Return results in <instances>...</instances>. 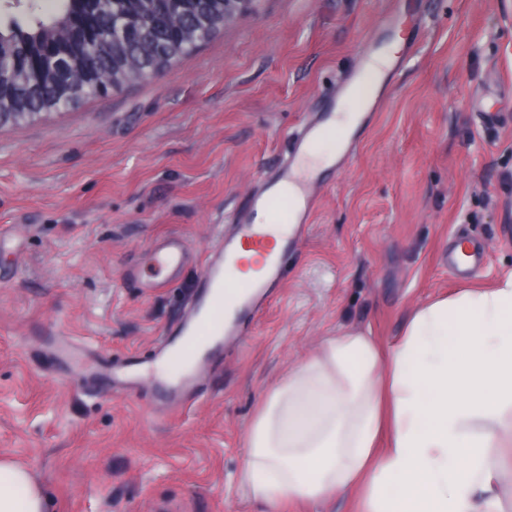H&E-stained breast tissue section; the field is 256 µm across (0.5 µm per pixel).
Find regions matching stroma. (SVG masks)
Wrapping results in <instances>:
<instances>
[{"label":"stroma","mask_w":512,"mask_h":512,"mask_svg":"<svg viewBox=\"0 0 512 512\" xmlns=\"http://www.w3.org/2000/svg\"><path fill=\"white\" fill-rule=\"evenodd\" d=\"M394 15V26L380 25ZM404 32L371 124L248 336L172 409L155 351L288 137ZM187 261L161 287L155 244ZM482 265L461 275L453 243ZM512 274V0H258L160 74L0 129V459L48 512H261L237 476L268 392L321 337L382 348L419 304Z\"/></svg>","instance_id":"1"}]
</instances>
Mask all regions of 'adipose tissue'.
Instances as JSON below:
<instances>
[{"label": "adipose tissue", "mask_w": 512, "mask_h": 512, "mask_svg": "<svg viewBox=\"0 0 512 512\" xmlns=\"http://www.w3.org/2000/svg\"><path fill=\"white\" fill-rule=\"evenodd\" d=\"M402 35L374 57L328 125L342 144ZM512 407V275L416 308L388 357L372 336L342 329L291 367L246 437L238 483L268 508L359 492L361 512H501L489 496ZM482 428H475V421ZM390 432L378 451L381 429ZM29 473L0 462V512H46Z\"/></svg>", "instance_id": "1"}]
</instances>
